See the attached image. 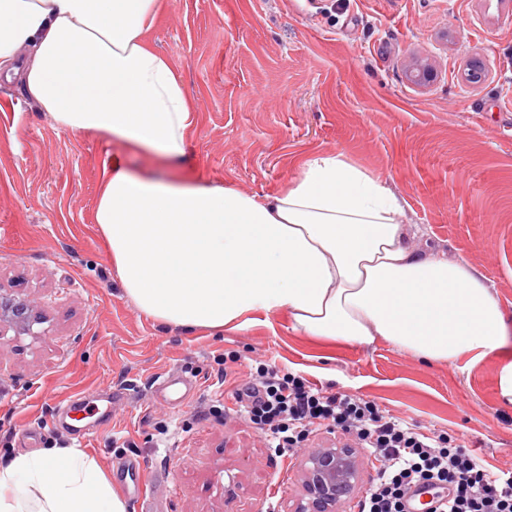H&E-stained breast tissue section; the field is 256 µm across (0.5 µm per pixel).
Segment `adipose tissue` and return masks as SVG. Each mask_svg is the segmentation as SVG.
<instances>
[{
  "mask_svg": "<svg viewBox=\"0 0 512 512\" xmlns=\"http://www.w3.org/2000/svg\"><path fill=\"white\" fill-rule=\"evenodd\" d=\"M157 13L158 0H0V71L61 129L180 159L197 113L147 41ZM402 214L340 154L312 155L272 197L137 174L117 156L96 202L125 296L160 325L221 332L285 313L302 335L380 339L430 364L496 354L512 334L496 295L467 263L416 249ZM0 512L128 504L83 452L47 448L0 461Z\"/></svg>",
  "mask_w": 512,
  "mask_h": 512,
  "instance_id": "obj_1",
  "label": "adipose tissue"
}]
</instances>
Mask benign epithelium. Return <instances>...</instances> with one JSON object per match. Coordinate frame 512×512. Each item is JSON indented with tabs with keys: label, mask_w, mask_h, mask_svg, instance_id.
<instances>
[{
	"label": "benign epithelium",
	"mask_w": 512,
	"mask_h": 512,
	"mask_svg": "<svg viewBox=\"0 0 512 512\" xmlns=\"http://www.w3.org/2000/svg\"><path fill=\"white\" fill-rule=\"evenodd\" d=\"M432 78V70L425 65H417L408 71V80L416 85H425ZM41 321L30 303L0 293V328L11 329L18 335H32L34 325ZM360 479L357 449L343 444L317 448L303 464L302 493L294 512H339L358 489Z\"/></svg>",
	"instance_id": "benign-epithelium-1"
}]
</instances>
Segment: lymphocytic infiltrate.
Returning a JSON list of instances; mask_svg holds the SVG:
<instances>
[{
    "label": "lymphocytic infiltrate",
    "instance_id": "f902f5d3",
    "mask_svg": "<svg viewBox=\"0 0 512 512\" xmlns=\"http://www.w3.org/2000/svg\"><path fill=\"white\" fill-rule=\"evenodd\" d=\"M224 400L276 456L292 455L323 429L340 430L367 449L376 468L358 512H407V499L421 483L435 493L434 512H512V471H492L446 431L409 424L364 396L331 393L261 363L252 382L234 386Z\"/></svg>",
    "mask_w": 512,
    "mask_h": 512
}]
</instances>
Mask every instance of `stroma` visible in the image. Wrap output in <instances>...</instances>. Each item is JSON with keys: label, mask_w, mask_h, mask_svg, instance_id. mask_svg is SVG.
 I'll return each mask as SVG.
<instances>
[{"label": "stroma", "mask_w": 512, "mask_h": 512, "mask_svg": "<svg viewBox=\"0 0 512 512\" xmlns=\"http://www.w3.org/2000/svg\"><path fill=\"white\" fill-rule=\"evenodd\" d=\"M147 40L166 55L198 115L167 172L261 197L311 155L340 154L378 175L424 252L470 265L512 319V12L488 0H158ZM430 65L429 85L407 81ZM484 76L465 78L472 64ZM152 175L158 162L94 132L60 129L0 76V289L29 300L34 336L0 337V458L76 448L129 512H292L318 432L279 459L238 414L209 416L224 371L238 382L269 360L328 390L375 399L407 422L447 431L512 470L503 356L428 364L390 343L317 340L287 315L212 336L155 325L120 288L96 224L113 154ZM236 363L225 364V354ZM192 380L187 406L160 375ZM89 397L78 439L54 418ZM145 466V490L122 475Z\"/></svg>", "instance_id": "obj_1"}]
</instances>
